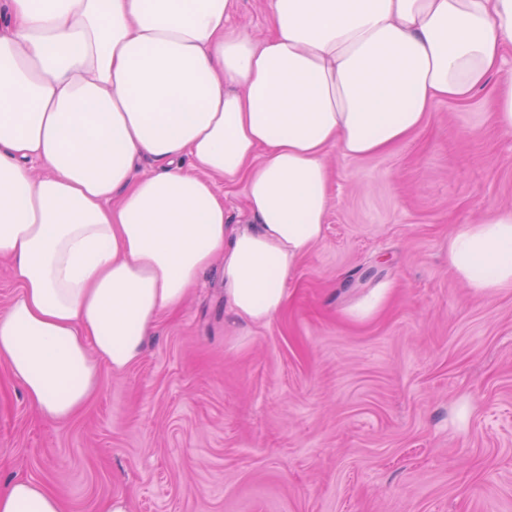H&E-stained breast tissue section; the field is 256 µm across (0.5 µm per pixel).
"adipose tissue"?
Listing matches in <instances>:
<instances>
[{"mask_svg":"<svg viewBox=\"0 0 512 512\" xmlns=\"http://www.w3.org/2000/svg\"><path fill=\"white\" fill-rule=\"evenodd\" d=\"M233 7L10 0L0 19V365L45 417L137 362L216 259L232 314L278 316L324 236L328 148L388 151L512 48V0H270L261 42ZM143 156L158 169L137 179ZM219 178L245 179L249 223L227 224ZM448 266L479 293L512 286V209L459 225ZM0 512L64 509L16 478Z\"/></svg>","mask_w":512,"mask_h":512,"instance_id":"1","label":"adipose tissue"}]
</instances>
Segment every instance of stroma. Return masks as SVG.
<instances>
[{
	"instance_id": "obj_1",
	"label": "stroma",
	"mask_w": 512,
	"mask_h": 512,
	"mask_svg": "<svg viewBox=\"0 0 512 512\" xmlns=\"http://www.w3.org/2000/svg\"><path fill=\"white\" fill-rule=\"evenodd\" d=\"M440 101L407 141L326 155L323 240L284 311L231 315L210 272L84 410L40 415L0 368V479L66 512H512V288L448 269V234L512 208L494 87Z\"/></svg>"
}]
</instances>
